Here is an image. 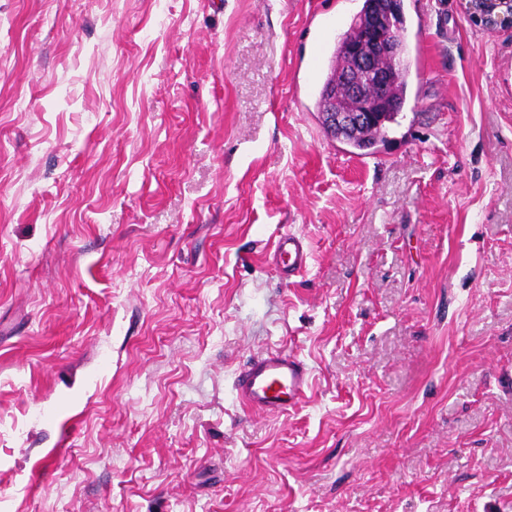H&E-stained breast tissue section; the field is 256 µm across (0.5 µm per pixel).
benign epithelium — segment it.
<instances>
[{"instance_id":"benign-epithelium-1","label":"benign epithelium","mask_w":512,"mask_h":512,"mask_svg":"<svg viewBox=\"0 0 512 512\" xmlns=\"http://www.w3.org/2000/svg\"><path fill=\"white\" fill-rule=\"evenodd\" d=\"M465 10L470 21L481 29L512 30V0H465ZM400 31L398 12L391 5L370 18L367 46L350 47L348 66L341 79L346 94L342 107L320 114L331 138L372 121L377 112L396 108L389 91V74L378 61L403 54Z\"/></svg>"}]
</instances>
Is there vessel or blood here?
Here are the masks:
<instances>
[{
	"mask_svg": "<svg viewBox=\"0 0 512 512\" xmlns=\"http://www.w3.org/2000/svg\"><path fill=\"white\" fill-rule=\"evenodd\" d=\"M268 259L285 274L301 272L308 259L302 236L287 230L278 234ZM310 388V371L296 355L272 350L253 358L233 380L238 402L249 410L283 411L302 402Z\"/></svg>",
	"mask_w": 512,
	"mask_h": 512,
	"instance_id": "vessel-or-blood-1",
	"label": "vessel or blood"
}]
</instances>
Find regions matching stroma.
Here are the masks:
<instances>
[{
  "mask_svg": "<svg viewBox=\"0 0 512 512\" xmlns=\"http://www.w3.org/2000/svg\"><path fill=\"white\" fill-rule=\"evenodd\" d=\"M362 3L0 0V512H512V31L403 0L358 156L308 62ZM276 349L308 399L242 409ZM308 255L304 238L286 230L277 235L268 260L288 276H296L306 266Z\"/></svg>",
  "mask_w": 512,
  "mask_h": 512,
  "instance_id": "stroma-1",
  "label": "stroma"
}]
</instances>
